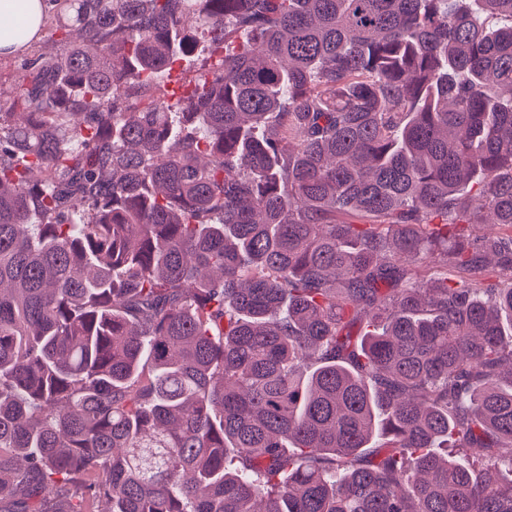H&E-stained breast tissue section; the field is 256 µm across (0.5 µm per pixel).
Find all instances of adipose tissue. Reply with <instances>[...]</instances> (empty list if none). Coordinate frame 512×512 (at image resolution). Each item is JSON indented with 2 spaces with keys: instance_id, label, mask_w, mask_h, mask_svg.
Wrapping results in <instances>:
<instances>
[{
  "instance_id": "ef3b65f1",
  "label": "adipose tissue",
  "mask_w": 512,
  "mask_h": 512,
  "mask_svg": "<svg viewBox=\"0 0 512 512\" xmlns=\"http://www.w3.org/2000/svg\"><path fill=\"white\" fill-rule=\"evenodd\" d=\"M46 0H0V56H18L44 35Z\"/></svg>"
}]
</instances>
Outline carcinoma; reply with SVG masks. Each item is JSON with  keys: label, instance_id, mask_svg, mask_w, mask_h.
<instances>
[{"label": "carcinoma", "instance_id": "cac0c4a2", "mask_svg": "<svg viewBox=\"0 0 512 512\" xmlns=\"http://www.w3.org/2000/svg\"><path fill=\"white\" fill-rule=\"evenodd\" d=\"M51 2L0 512H512V0ZM209 57L208 48L205 43L201 46L194 56L188 57L175 65L170 80L169 90L180 91L184 85H187L198 74L201 64L205 58Z\"/></svg>", "mask_w": 512, "mask_h": 512}]
</instances>
